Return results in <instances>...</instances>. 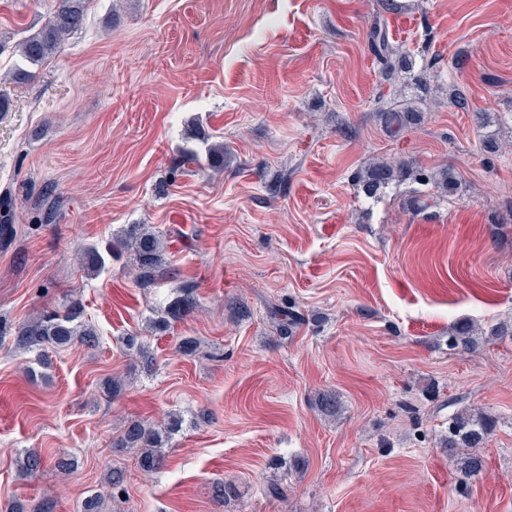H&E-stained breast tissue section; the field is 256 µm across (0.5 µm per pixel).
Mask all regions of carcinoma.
Here are the masks:
<instances>
[{
    "instance_id": "cac0c4a2",
    "label": "carcinoma",
    "mask_w": 512,
    "mask_h": 512,
    "mask_svg": "<svg viewBox=\"0 0 512 512\" xmlns=\"http://www.w3.org/2000/svg\"><path fill=\"white\" fill-rule=\"evenodd\" d=\"M91 0H56V8L48 14L38 29L22 39L18 53L22 64L11 73L12 81L25 83L33 78L31 66H42L58 56L66 40L81 30ZM396 8L393 0H378V9L368 31V46L375 64L386 76L392 78L412 69L413 58L400 45L388 38L384 13ZM377 117L385 129L392 134L402 133L420 121L414 100L403 99L396 102H378ZM353 179L368 197H378L393 183L412 182L422 186L415 191L411 207L419 210L434 197H451L456 194L459 181L448 167L430 172L413 160L375 158L354 173ZM54 188L43 189L40 202L43 212L40 222L55 224L59 218V201L52 199ZM13 201L9 196L0 198V242H8L13 237ZM124 249L134 251L137 279L147 287L162 277H173L166 264L165 251L160 235L147 224H133L121 230L112 242L101 251L88 248L81 258V267L91 273L100 272L106 260ZM179 295L174 298L165 312V317L154 321L160 329L166 330L172 323L182 319L194 309V286L188 282L177 287ZM272 317L278 321L280 331L293 332L304 321L303 315L290 306L273 307ZM506 336L512 337V323L500 322L484 329L477 324L459 320L448 330V348L461 353L472 351L480 341H496ZM14 340L19 350H44L49 346L66 347L74 343L94 345L97 330L85 317L81 301H70L63 310H45L39 316L15 327ZM126 349L135 356L142 367L153 365V355L149 346L136 336L124 339ZM183 419L170 414L159 427H151L140 421H130L113 442L115 448H137L140 451L139 466L150 473L162 464L161 448L166 438L182 427ZM496 421L485 412L465 407L448 419V437L445 445L448 450L465 448L456 459L457 468L467 476H477L484 466L479 449L484 447L495 432ZM46 464L45 458L35 449L25 452L19 460V470L28 477L40 472ZM124 474L120 469H112L109 489L85 499L82 512H102L105 503L114 497V492L122 488Z\"/></svg>"
}]
</instances>
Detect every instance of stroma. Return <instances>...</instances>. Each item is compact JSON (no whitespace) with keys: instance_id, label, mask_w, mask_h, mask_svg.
Masks as SVG:
<instances>
[{"instance_id":"1","label":"stroma","mask_w":512,"mask_h":512,"mask_svg":"<svg viewBox=\"0 0 512 512\" xmlns=\"http://www.w3.org/2000/svg\"><path fill=\"white\" fill-rule=\"evenodd\" d=\"M398 2L390 40L432 69L421 122L394 137L374 104L413 88L384 80L369 52L377 0H92L24 85L8 78L15 46L55 0H0V195L15 211L0 324L75 297L100 333L48 367L0 339V505L80 512L118 466L121 512H512V339L448 348L457 320H512V230L494 223L512 204V0ZM451 83L469 111L448 104ZM203 136L223 138V169H179ZM377 156L453 167L460 192L418 212L408 183L366 197L351 175ZM48 184L55 224L38 221ZM131 224L156 227L175 279L139 287L129 252L81 268ZM183 282L195 310L152 332ZM288 304L305 321L282 335L270 309ZM130 335L150 344L153 372L134 370ZM111 376L130 379L114 400ZM324 393L336 416L316 409ZM465 406L497 420L467 486L442 442ZM173 412L183 426L144 475L113 442L128 420ZM32 448L77 467L23 477ZM218 482L235 497L215 498ZM273 483L285 497L266 495Z\"/></svg>"}]
</instances>
